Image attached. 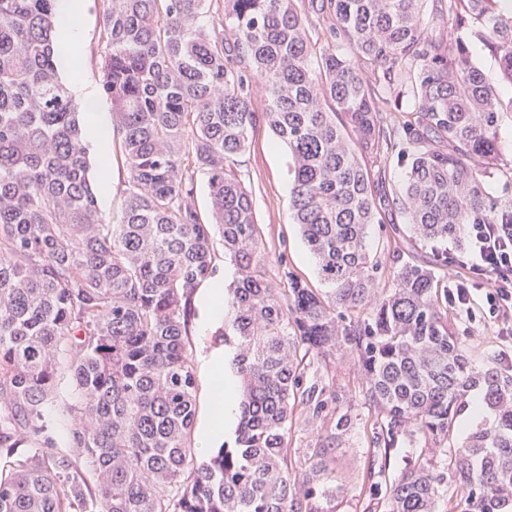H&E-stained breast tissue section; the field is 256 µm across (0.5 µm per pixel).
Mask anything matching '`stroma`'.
I'll return each instance as SVG.
<instances>
[{
    "instance_id": "1",
    "label": "stroma",
    "mask_w": 512,
    "mask_h": 512,
    "mask_svg": "<svg viewBox=\"0 0 512 512\" xmlns=\"http://www.w3.org/2000/svg\"><path fill=\"white\" fill-rule=\"evenodd\" d=\"M106 6L107 0H88L86 12L77 18L82 34L77 56L80 66L73 70L62 68L61 76L69 89L86 84L98 90L92 109L99 112L104 124L108 125L112 122V105L100 92L107 53L102 24ZM86 145L91 166H98L103 160L108 163V176L97 193L98 208L105 218H115L123 208L128 181L120 140L111 134L102 142L87 139ZM290 162L287 148L275 144L271 131L262 123L251 133L246 152L238 156L237 171L252 195L267 280L274 287H283V275L289 272L309 287L317 288L321 281L315 259L293 222L288 176ZM368 248L378 260L383 279L387 282L393 277V260L397 254L415 255L424 260L432 257L429 248L412 241L406 220L397 211L392 213L389 223L370 227ZM207 290V285L203 284L193 294L194 315L189 322L187 336L194 356L196 415L192 443L196 446L201 443L203 429L210 417L207 362L213 356L229 353L223 342L216 338L219 324L204 319L203 299ZM448 319L475 366H484L486 355L501 357L505 342L497 327L482 321H470L465 313L454 309L449 310ZM315 371L318 377L335 388L340 398L336 405L337 413L349 411L354 416L352 428L330 462L336 471L339 487L336 512H362L361 504L365 498L362 478L370 466L367 449L374 417L363 400L361 375L357 364L350 358L341 362L329 360L319 363Z\"/></svg>"
}]
</instances>
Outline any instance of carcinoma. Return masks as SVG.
I'll list each match as a JSON object with an SVG mask.
<instances>
[{"instance_id":"carcinoma-1","label":"carcinoma","mask_w":512,"mask_h":512,"mask_svg":"<svg viewBox=\"0 0 512 512\" xmlns=\"http://www.w3.org/2000/svg\"><path fill=\"white\" fill-rule=\"evenodd\" d=\"M208 2L108 0L102 91L129 173L109 224L85 105L59 74L55 0H0V512H334L336 473L322 461L352 417L306 377L336 357L360 367L383 469L399 440L440 443L465 412L476 420L448 462L420 449L383 512H441L450 480L466 493L462 512H512V374L473 367L431 266L402 261L381 286L366 234L385 223L388 188L364 163L407 162L400 209L424 246L462 252L465 225L512 224L499 149L512 97L471 51L480 43L512 85V0H437L429 17L426 0H222L203 24ZM312 16L324 22L314 68ZM261 121L291 154L293 220L324 292L292 274L279 290L262 270L233 168ZM215 227L237 270L220 335L239 416L232 440L199 461L184 336L193 291L215 271ZM65 383L76 400L59 451L46 408ZM297 406L329 424L308 467L288 458ZM23 434L37 447L19 455Z\"/></svg>"}]
</instances>
